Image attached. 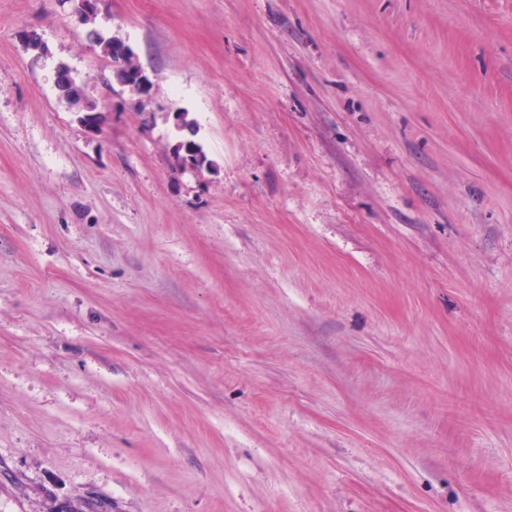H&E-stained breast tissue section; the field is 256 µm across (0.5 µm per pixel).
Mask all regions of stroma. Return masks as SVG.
<instances>
[{
  "label": "stroma",
  "instance_id": "stroma-1",
  "mask_svg": "<svg viewBox=\"0 0 512 512\" xmlns=\"http://www.w3.org/2000/svg\"><path fill=\"white\" fill-rule=\"evenodd\" d=\"M96 27L0 0V512H512V0ZM67 78L72 83L80 85L72 75V71H70L69 74L64 75L56 70V73L54 74V81L56 83L59 80H65ZM78 85H70L69 83L64 82L56 84L59 96L64 99L75 112L83 113L85 116L96 112V100L87 93L86 89H82Z\"/></svg>",
  "mask_w": 512,
  "mask_h": 512
}]
</instances>
